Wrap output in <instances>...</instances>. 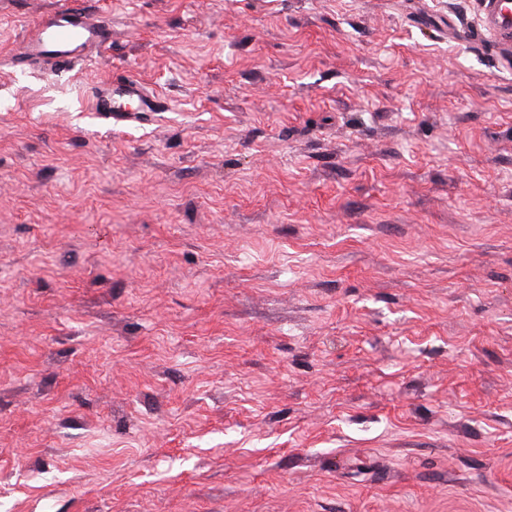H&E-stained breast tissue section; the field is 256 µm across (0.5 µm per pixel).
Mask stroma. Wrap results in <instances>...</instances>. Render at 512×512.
<instances>
[{"label": "stroma", "mask_w": 512, "mask_h": 512, "mask_svg": "<svg viewBox=\"0 0 512 512\" xmlns=\"http://www.w3.org/2000/svg\"><path fill=\"white\" fill-rule=\"evenodd\" d=\"M71 2L0 0V512H512L480 0H80L96 63L15 67ZM158 107V97L132 79L102 82L93 93L92 111L110 114L113 119L128 112H157Z\"/></svg>", "instance_id": "stroma-1"}]
</instances>
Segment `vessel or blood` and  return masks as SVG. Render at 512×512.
<instances>
[{
  "mask_svg": "<svg viewBox=\"0 0 512 512\" xmlns=\"http://www.w3.org/2000/svg\"><path fill=\"white\" fill-rule=\"evenodd\" d=\"M484 29L502 52L504 69H512V0H482ZM112 40V29L98 15L81 6L42 13L27 25L14 56L21 68L74 67L94 61ZM157 96L141 83L125 79L97 85L92 109L112 117L131 112H154Z\"/></svg>",
  "mask_w": 512,
  "mask_h": 512,
  "instance_id": "vessel-or-blood-1",
  "label": "vessel or blood"
}]
</instances>
